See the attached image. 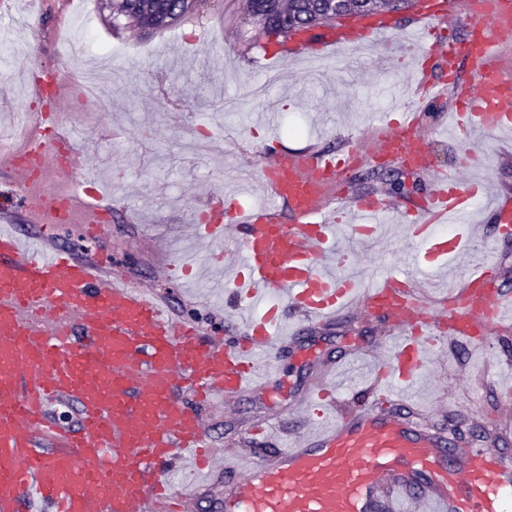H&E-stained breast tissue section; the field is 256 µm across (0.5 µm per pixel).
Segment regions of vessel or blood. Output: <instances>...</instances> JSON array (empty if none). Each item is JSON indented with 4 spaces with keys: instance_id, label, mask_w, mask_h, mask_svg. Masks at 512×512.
I'll use <instances>...</instances> for the list:
<instances>
[{
    "instance_id": "b4317fda",
    "label": "vessel or blood",
    "mask_w": 512,
    "mask_h": 512,
    "mask_svg": "<svg viewBox=\"0 0 512 512\" xmlns=\"http://www.w3.org/2000/svg\"><path fill=\"white\" fill-rule=\"evenodd\" d=\"M423 22L416 62H455L465 55L472 73L419 80L416 102L454 94L455 128L474 139L512 129V69L500 47L512 40V0H416ZM461 21L464 38L444 43L440 17ZM397 29L378 14L292 34L293 54L328 58L332 48L358 44ZM373 159L400 161L428 175L431 187L418 218L407 227L414 267L437 273L462 253L469 237L488 247L479 227L444 231L453 217L484 201L501 236L512 235V197L470 179L474 150L458 172L434 174L429 141L412 112L381 117ZM357 151L311 147L267 151L259 175L271 205H239L209 195L195 233L215 244L208 258L223 267L245 334L203 336L188 319H173L151 289L131 285L105 265L60 250L51 233L30 244L16 232L22 217L55 223L80 217L100 223L109 201L93 204L46 197L39 177L85 168L91 152L73 146L58 123L38 126L24 146L0 155L15 186L28 193L25 213L0 203V512H195L194 493L174 491L169 473L224 474L221 512H512V360L498 365L500 422L491 448L460 449L453 438L423 426V410L399 399L382 404L369 388L362 404L336 401L326 363L291 412L315 425L313 434L264 457L244 448L213 447L201 406L227 402L270 379L285 346L303 341L301 329L282 335L288 311L313 324L353 307L391 325L389 342L371 346L383 376L404 385L423 372L431 348L443 340L486 349L504 330L512 292L490 270L464 274L447 299L428 304L403 274L387 272L369 287L355 273L354 243L379 242L395 207L382 194L352 198L336 192L355 168ZM291 213L283 223L275 206ZM349 228L340 246L338 225ZM234 249L218 250L231 228ZM54 400L73 403L76 427L46 411Z\"/></svg>"
}]
</instances>
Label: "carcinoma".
Segmentation results:
<instances>
[{
    "instance_id": "carcinoma-1",
    "label": "carcinoma",
    "mask_w": 512,
    "mask_h": 512,
    "mask_svg": "<svg viewBox=\"0 0 512 512\" xmlns=\"http://www.w3.org/2000/svg\"><path fill=\"white\" fill-rule=\"evenodd\" d=\"M112 12L142 29H157L194 11L199 0H110ZM326 0H247L249 15L265 35L279 37L336 20ZM403 0H343V15L368 16L399 9Z\"/></svg>"
}]
</instances>
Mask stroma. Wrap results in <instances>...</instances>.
<instances>
[{"instance_id": "1", "label": "stroma", "mask_w": 512, "mask_h": 512, "mask_svg": "<svg viewBox=\"0 0 512 512\" xmlns=\"http://www.w3.org/2000/svg\"><path fill=\"white\" fill-rule=\"evenodd\" d=\"M93 23L95 42L124 48L117 69L99 72L108 91L101 99L90 97L83 84L72 83L80 64L64 61L62 51L77 19ZM393 44L367 45L352 50L369 82L328 66L311 75L304 61L287 60L272 65L268 47L247 15L244 0H206L204 6L177 23L154 31L137 28L128 19H113L101 0H0V40L11 51L0 55V89L8 102L0 107V133L18 122L36 125L46 107L28 96L26 77L54 73L70 85V98L62 113L66 124L86 138L106 125L123 128L124 138L98 146L96 165L103 176L95 183L112 197V214L97 237H88L81 224L67 223L53 233L59 247L75 248L77 255L98 258L117 274L154 289L167 302L174 318L191 317L208 336H236L242 331L215 283L216 274L201 268L195 280L170 277L168 266L209 245L189 233V226L212 191L255 204L264 198L257 172L269 136L282 148L299 151L313 145L336 149L353 143L369 149L376 134L371 121L376 114L393 111L385 94L396 86L402 100L413 92L410 70L380 68L376 56L391 54L405 42V32ZM279 82L268 100L252 97V85L267 71ZM166 92H159L158 82ZM450 99L420 109L418 121L430 139L438 169L452 170L466 147L464 138L450 128ZM300 121L305 135L283 136V127ZM483 180L512 193V131L484 140ZM425 176L406 169L358 166L346 189L350 195L385 192L407 208L423 194ZM383 233L393 239L389 251H363L359 256L362 278L402 266L411 244L401 225L387 224ZM389 327L364 312L341 314L332 321L307 327L304 344L283 350L279 371L259 391L225 407L203 409L202 417L216 447L242 448L248 443L253 422L270 421L282 440L297 438L305 423L289 416L291 400L308 387L324 360L356 344L387 335ZM500 388L493 377L469 389L457 400L453 379L430 387L417 384L408 393L420 407L439 404L434 426L447 429L449 420L462 423L467 447L478 440L471 430L474 417L483 416L499 402Z\"/></svg>"}]
</instances>
